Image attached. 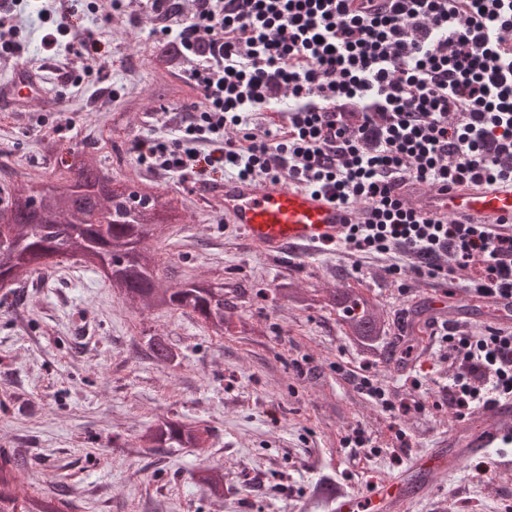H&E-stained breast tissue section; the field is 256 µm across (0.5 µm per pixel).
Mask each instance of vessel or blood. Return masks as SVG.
Wrapping results in <instances>:
<instances>
[{"mask_svg": "<svg viewBox=\"0 0 512 512\" xmlns=\"http://www.w3.org/2000/svg\"><path fill=\"white\" fill-rule=\"evenodd\" d=\"M0 93L19 107L28 99L50 95L41 75L32 71L14 73L0 86ZM398 193L431 219L487 224L512 233V180L452 184L443 190H424L408 182ZM207 196L252 248L270 256L289 247L343 242L350 225L358 220L357 211L338 202L331 191L314 192L285 178L260 183L228 179L223 186L209 189ZM510 446L512 399H504L492 406L479 429H472L468 420H458L448 435L447 448L463 447L478 457ZM447 448L432 449L415 460L413 471L425 476L445 471ZM406 506L407 485L401 478L372 480L358 494L335 497V512H404Z\"/></svg>", "mask_w": 512, "mask_h": 512, "instance_id": "vessel-or-blood-1", "label": "vessel or blood"}]
</instances>
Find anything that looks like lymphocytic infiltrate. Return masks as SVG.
<instances>
[{
  "label": "lymphocytic infiltrate",
  "mask_w": 512,
  "mask_h": 512,
  "mask_svg": "<svg viewBox=\"0 0 512 512\" xmlns=\"http://www.w3.org/2000/svg\"><path fill=\"white\" fill-rule=\"evenodd\" d=\"M512 0H197L171 13L158 58L180 59L203 97L181 136L136 142L141 164L178 175L223 166L285 177L361 206L343 249L405 253L417 274L452 256L473 295L512 296V235L435 221L394 193L512 178ZM295 104L280 114L281 95ZM265 109L255 134L249 114ZM220 144L205 154L200 144ZM457 414L512 398V329L444 326Z\"/></svg>",
  "instance_id": "f902f5d3"
}]
</instances>
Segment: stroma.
Returning a JSON list of instances; mask_svg holds the SVG:
<instances>
[{
	"instance_id": "1",
	"label": "stroma",
	"mask_w": 512,
	"mask_h": 512,
	"mask_svg": "<svg viewBox=\"0 0 512 512\" xmlns=\"http://www.w3.org/2000/svg\"><path fill=\"white\" fill-rule=\"evenodd\" d=\"M106 6L110 0H74L64 15L50 0L18 7L0 0L22 46L13 63L0 65V82L25 69L41 74L51 92L19 111L0 97V198L27 174H51L75 147L95 154L118 184L139 173L183 210L181 223L158 228L148 241L161 266L182 280L246 285L236 304L254 330L219 337L194 315L130 306L97 268L74 258L14 290L0 289V448L25 458L22 491L65 488L73 512H330L310 497L324 478L354 493L447 442L457 418L448 403L453 368L430 336L407 367L396 369L352 345L335 311L287 305L277 288L287 282L327 290L350 279L376 299L395 339L411 319L435 323L428 297L436 292L449 291V323L471 333L486 332L487 310L469 303L459 277L412 274L403 295L386 277L384 260L357 271L354 256L332 245L266 256L203 196L223 184V170L200 179L140 165L130 151L134 141L173 136L204 102L174 75L168 91L155 92L154 12L126 0L112 7L107 24L99 14ZM60 26L92 33L85 55L43 43ZM88 65L97 76L62 87L59 73ZM56 125L61 132L54 136L49 129ZM153 333L181 348L179 367L142 354ZM340 364L367 370L393 410L361 394L337 373ZM161 414L210 427L205 449L142 447L140 431ZM354 427L376 441L378 452L341 447ZM204 460L229 475L222 501L190 478ZM411 493L405 512H505L512 470L498 468L494 455L475 457Z\"/></svg>"
}]
</instances>
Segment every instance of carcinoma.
Wrapping results in <instances>:
<instances>
[{"instance_id":"1","label":"carcinoma","mask_w":512,"mask_h":512,"mask_svg":"<svg viewBox=\"0 0 512 512\" xmlns=\"http://www.w3.org/2000/svg\"><path fill=\"white\" fill-rule=\"evenodd\" d=\"M112 177L100 163L78 162L65 167L60 176L42 179L24 186L40 189L48 203L38 214H30L17 204V192L8 195L0 214L13 218V228L25 245L19 251L0 250V268L12 265L21 270L18 282L37 271L58 265L40 263L41 251L52 250L57 257L86 260L87 243L110 248L109 287L129 305L146 309L190 311L216 335L239 326L246 328L237 305L226 298L224 288H208L204 282L175 283L160 272L155 251L146 245L154 227L182 221V210L168 193L152 192L136 199L129 194L112 192L105 202L100 197L109 192ZM280 295L287 301L319 303L336 311L346 336L361 351L377 355L388 364H400L411 346L388 344V326L375 300L360 288L343 280L325 294L318 289L301 293L286 285ZM148 355L158 364L175 366L180 352L166 336L153 335L147 341ZM211 436L207 427L199 428L180 419L160 416L151 421L140 435L149 448H201ZM26 463L23 457L0 449V512H70L66 494L57 491L41 496L21 494L20 477ZM192 479L207 489L210 496L224 499V468L203 464Z\"/></svg>"}]
</instances>
